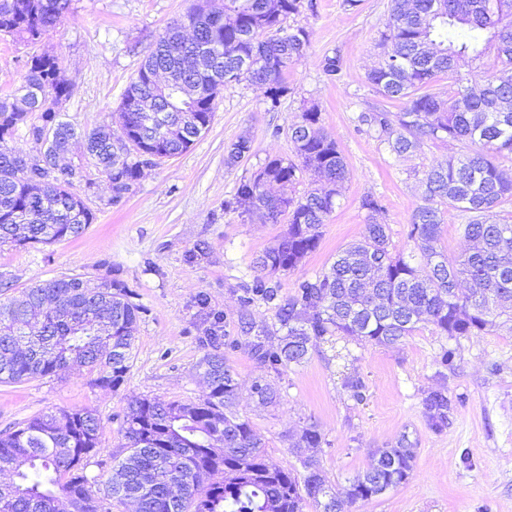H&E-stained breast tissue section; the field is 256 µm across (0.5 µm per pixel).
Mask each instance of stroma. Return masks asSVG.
Listing matches in <instances>:
<instances>
[{"mask_svg":"<svg viewBox=\"0 0 512 512\" xmlns=\"http://www.w3.org/2000/svg\"><path fill=\"white\" fill-rule=\"evenodd\" d=\"M198 0H74L70 13L48 31L39 50L60 61L73 88L66 118L83 131L111 122L122 94L159 32L184 19ZM390 0H361L348 9L344 0H302L291 25L305 27L310 46L288 74V93L271 108L263 89L242 82L226 86L216 101L209 129L182 155L144 168L141 178L118 204H110V185L94 167L76 192L95 220L71 241L26 248L0 247V275L15 288L48 280L81 277L90 284L117 278L148 309L136 333L133 360L119 391L98 386L95 374L80 368L19 384L0 383V431L35 415L59 409H87L99 415L102 453L88 475L111 470L121 443V417L128 399L148 395L195 401L206 392L196 370L205 350L200 343L221 315L219 333L231 341L238 319L249 312L273 322L263 302L242 309V282L257 274L255 258L285 231L262 213L225 211L240 181L268 159L290 158L292 125L310 107L336 141L349 175L336 206L322 227L318 248L288 272L273 277L280 299L291 297L299 281L314 277L338 250L360 239L368 222L362 206L374 196L383 207L395 251L410 252V217L422 202L418 174L469 151L457 141L434 140L417 153L398 158L359 117L383 102L367 79L383 58L381 33ZM32 48L0 38V92L14 90L26 73ZM340 52L342 70L328 79L321 61ZM494 54L459 60L430 90L448 98L482 85L499 72ZM249 137L252 151L228 163L227 148ZM455 351L442 367L444 349ZM239 374L237 410L248 418L269 461L299 465V450L287 438L317 425L325 442L316 456L337 491L362 473L372 449L399 443L416 452L412 477L351 512H512V321L489 331L450 337L424 324L401 343L359 345L337 336L312 350L307 360L273 376L275 404L258 405L251 382L259 370L244 349L226 351ZM359 376L363 401L354 400L344 382ZM444 387L454 401L448 425L434 431L422 406L426 393Z\"/></svg>","mask_w":512,"mask_h":512,"instance_id":"1","label":"stroma"}]
</instances>
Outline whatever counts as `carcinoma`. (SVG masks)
I'll return each instance as SVG.
<instances>
[{"label": "carcinoma", "instance_id": "carcinoma-1", "mask_svg": "<svg viewBox=\"0 0 512 512\" xmlns=\"http://www.w3.org/2000/svg\"><path fill=\"white\" fill-rule=\"evenodd\" d=\"M73 0H0V36L30 46L59 24ZM301 0H224V9L199 5L187 23L165 28L122 94L112 123L77 132L62 117L73 89L58 59L34 53L18 88L0 94V246L26 247L80 237L94 220L74 192L81 168L58 159L81 138L86 163L111 184V201L128 193L148 165L175 157L210 127L225 86L246 81L264 89L272 106L288 93V71L305 56L310 33L288 24ZM382 40L387 47L368 74L386 100H403L399 112L375 106L360 120L404 157L427 140L466 142L471 150L423 172L424 203L410 220L414 253L393 251L388 227L377 221L379 202L367 197L364 236L336 253L333 262L295 294L278 299L267 276L289 271L321 238L337 187L348 174L335 140L318 124L314 107L291 128L296 160L275 158L243 180L236 201L263 210L288 228L254 262L264 272L242 285L247 308L261 301L275 323L239 320L241 336L229 343L214 332L201 338L206 353L197 364L208 392L198 402L133 397L124 410L120 456L101 482L87 474L100 454L101 419L88 410H59L32 417L0 432V512H112L133 502L137 512H346L405 483L414 470L415 449L376 448L366 469L341 496L315 457L304 474L270 464L250 421L236 410L238 374L224 348L245 346L260 369L252 384L259 403L271 404L273 374L302 364L310 351L346 336L359 344L395 345L430 323L450 337L490 330L512 319V223L493 210L512 203V178L494 155L512 153V76H487L477 90L445 100L429 92L439 75L465 56L494 51L512 69V0H391ZM251 67L240 69L243 60ZM342 69L337 53L322 70L330 79ZM26 126L35 154L23 157L10 142ZM251 140L232 142L228 161L248 156ZM307 169L320 186L296 199L270 187L291 185ZM462 216L471 250L450 259L440 246L444 208ZM113 278L91 288L80 277L51 279L20 291L0 279V383L43 379L77 366L98 372L97 384L119 390L130 370L135 333L148 309ZM436 431L448 426L453 400L445 389L423 400ZM323 437L309 425L294 448H319Z\"/></svg>", "mask_w": 512, "mask_h": 512}]
</instances>
